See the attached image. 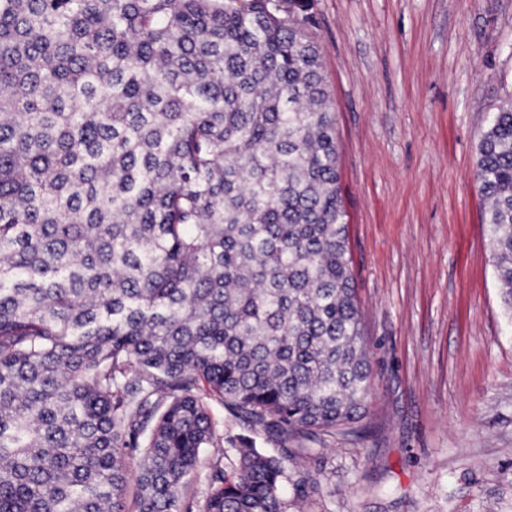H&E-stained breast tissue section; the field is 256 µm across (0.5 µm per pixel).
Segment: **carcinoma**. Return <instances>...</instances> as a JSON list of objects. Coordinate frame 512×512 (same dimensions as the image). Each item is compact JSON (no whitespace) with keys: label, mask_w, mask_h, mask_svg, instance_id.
<instances>
[{"label":"carcinoma","mask_w":512,"mask_h":512,"mask_svg":"<svg viewBox=\"0 0 512 512\" xmlns=\"http://www.w3.org/2000/svg\"><path fill=\"white\" fill-rule=\"evenodd\" d=\"M310 2L0 0V512L321 489L289 467L317 449L258 442L351 433L369 394ZM475 179L512 325L511 101ZM208 407L212 418L216 422L218 434L226 438L246 433L243 425L232 417L227 410L224 409L223 405L216 401H208ZM214 448H206L200 457V461L189 477V491H195L198 496L205 491L210 482L211 462L214 455Z\"/></svg>","instance_id":"carcinoma-1"}]
</instances>
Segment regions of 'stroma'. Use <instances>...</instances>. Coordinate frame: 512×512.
<instances>
[{
    "mask_svg": "<svg viewBox=\"0 0 512 512\" xmlns=\"http://www.w3.org/2000/svg\"><path fill=\"white\" fill-rule=\"evenodd\" d=\"M371 365L290 512H512V329L475 180L512 0H312Z\"/></svg>",
    "mask_w": 512,
    "mask_h": 512,
    "instance_id": "1",
    "label": "stroma"
}]
</instances>
